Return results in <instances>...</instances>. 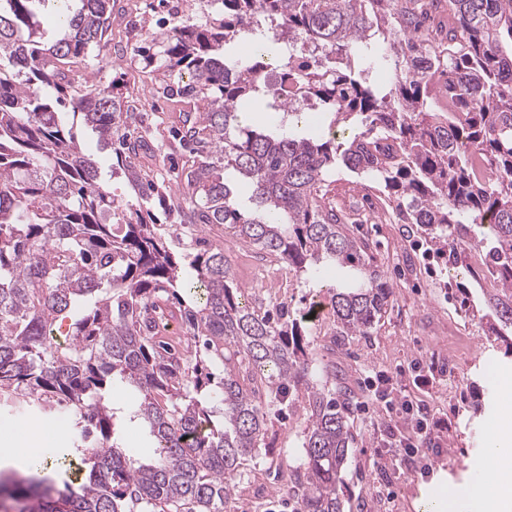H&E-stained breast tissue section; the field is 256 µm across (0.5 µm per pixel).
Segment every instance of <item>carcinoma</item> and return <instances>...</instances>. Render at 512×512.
I'll return each mask as SVG.
<instances>
[{"mask_svg":"<svg viewBox=\"0 0 512 512\" xmlns=\"http://www.w3.org/2000/svg\"><path fill=\"white\" fill-rule=\"evenodd\" d=\"M0 0V400L34 407L91 450L76 487L0 479V512H224L244 462L267 457L269 413L303 394L304 473L283 491L298 512H340L338 482L352 445L346 402L318 384L306 320L242 302L224 248L174 251L169 224L216 227L288 264L299 277L326 261L357 282L326 289L331 335L367 336L393 302L346 211L327 196L343 166L383 195L397 224L419 227L445 265L489 284L495 317L512 334V0H206L199 17L148 33L137 53L163 70L159 89L183 107L155 139L175 132L188 150L173 195L137 163L140 114L111 85L71 93L69 74L101 46L112 0ZM64 29L43 40L35 5ZM277 21L272 39L228 62L224 46ZM280 51L279 73L259 58ZM380 68L385 85L368 78ZM192 82L182 84L183 75ZM308 122L294 137L251 128L236 111ZM72 118L112 147L146 209H119ZM71 319V345L51 343ZM186 326L168 335L169 323ZM141 394L154 459L133 460L106 403L115 376Z\"/></svg>","mask_w":512,"mask_h":512,"instance_id":"carcinoma-1","label":"carcinoma"}]
</instances>
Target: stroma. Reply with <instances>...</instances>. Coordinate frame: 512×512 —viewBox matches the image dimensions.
Wrapping results in <instances>:
<instances>
[{"label": "stroma", "mask_w": 512, "mask_h": 512, "mask_svg": "<svg viewBox=\"0 0 512 512\" xmlns=\"http://www.w3.org/2000/svg\"><path fill=\"white\" fill-rule=\"evenodd\" d=\"M128 0H114L112 27L106 43L89 53L94 84L117 83L124 95L142 97L145 112L142 128L152 131L171 117L173 101L152 96L161 72L144 67L135 54L144 31L128 35ZM139 19H157L175 25L197 16L203 0H137ZM85 152L99 163L117 205L135 203L127 181L111 175V153L96 134L79 129ZM358 231L373 242L374 261L394 292L387 313L369 335L338 342L324 334L310 339V355L323 369L330 387L352 398L349 424L353 445L341 471L338 487L343 512H422L431 500L440 501L445 512H481L478 489L491 478L488 465L494 430L503 440L505 417H512V402L504 403L500 382H512V359L505 357L502 341L487 340L478 318L488 308L479 285L464 272L455 273L429 253L420 234L406 224H362ZM224 251L238 285L249 298L287 303L297 316L309 313L319 298L321 283L289 276L286 287L263 288L259 272L267 259L257 249L242 246L231 234L222 237ZM435 365L432 387H416L419 363ZM387 376L394 387L406 389L414 407L443 418L447 429L435 432L425 460L395 461L385 440L395 410L378 399L369 385L372 378ZM303 401H296L272 416L268 436L272 457L257 466H246L238 478L246 496L238 512H296L295 502L278 499L276 470L295 472L302 454L306 415ZM59 450L48 474L57 485H78L79 459L70 441L46 438L32 441L34 453L47 446Z\"/></svg>", "instance_id": "1"}]
</instances>
